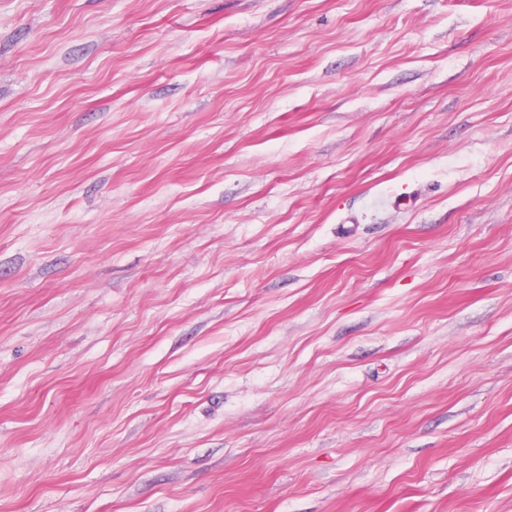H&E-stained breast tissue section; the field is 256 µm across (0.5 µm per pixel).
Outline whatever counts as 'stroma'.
<instances>
[{"label":"stroma","mask_w":512,"mask_h":512,"mask_svg":"<svg viewBox=\"0 0 512 512\" xmlns=\"http://www.w3.org/2000/svg\"><path fill=\"white\" fill-rule=\"evenodd\" d=\"M0 512H512V0H0Z\"/></svg>","instance_id":"1"}]
</instances>
